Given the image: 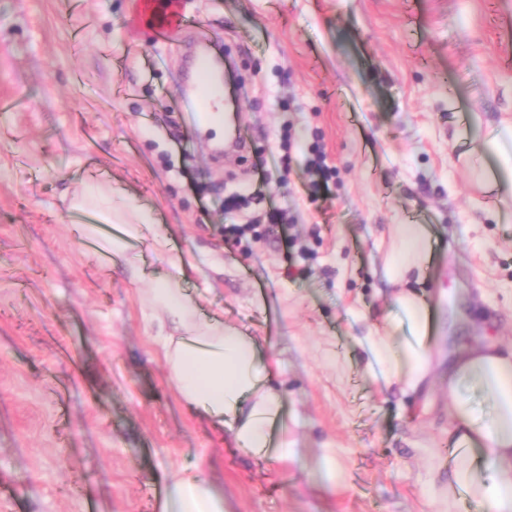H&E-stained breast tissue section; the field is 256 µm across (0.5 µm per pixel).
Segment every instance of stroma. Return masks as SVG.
<instances>
[{
    "label": "stroma",
    "instance_id": "1",
    "mask_svg": "<svg viewBox=\"0 0 512 512\" xmlns=\"http://www.w3.org/2000/svg\"><path fill=\"white\" fill-rule=\"evenodd\" d=\"M169 41L143 0H0V512H160L172 476L197 475L227 512H488L448 490V363L466 345L512 349V198L483 190L466 120L512 122V0H182ZM228 54L246 94V157L215 154L178 109L198 42ZM321 138L331 198L288 193L303 166L285 122ZM277 154L263 200L288 206L305 276L264 231L225 238V196ZM112 188L151 212L149 243L108 259L80 223L114 224L72 197ZM399 224L437 237L416 293L432 310L421 386L389 383L386 260ZM202 314L261 341L284 374L297 458L240 449L168 377L145 296L172 259ZM335 458V483L317 467Z\"/></svg>",
    "mask_w": 512,
    "mask_h": 512
}]
</instances>
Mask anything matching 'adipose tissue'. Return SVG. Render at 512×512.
Here are the masks:
<instances>
[{
	"mask_svg": "<svg viewBox=\"0 0 512 512\" xmlns=\"http://www.w3.org/2000/svg\"><path fill=\"white\" fill-rule=\"evenodd\" d=\"M496 163L492 181L512 191V124L499 129L472 125ZM72 208H92L122 227L120 235L104 236L93 224L81 225L82 237L96 240L107 257L123 255L130 241L153 235L156 248L167 241L156 236L150 213L114 194L91 190L71 203ZM398 246L391 253L388 275L400 283L422 275L430 259L434 238L424 224L397 227ZM187 265L175 263L167 276L149 290L151 303L162 311L158 326L168 376L183 402L206 414L216 429H229L235 443L259 456L288 463L297 454L288 443L282 421V396L273 383L280 364L269 362L253 336L225 326L218 317H201L182 282ZM399 322L409 334L402 341L388 336L371 337L380 366L387 377L414 389L431 367L427 336L429 310L416 295L395 298ZM466 386L480 388L491 400L492 416L481 415L462 395ZM448 413L456 425L450 464L453 483L487 503L492 512H512V351L496 344L465 346L448 369ZM162 512H224V499L207 481L197 477L172 478Z\"/></svg>",
	"mask_w": 512,
	"mask_h": 512,
	"instance_id": "obj_1",
	"label": "adipose tissue"
}]
</instances>
